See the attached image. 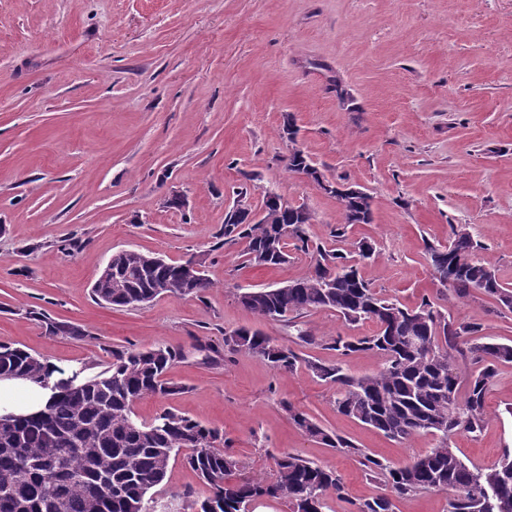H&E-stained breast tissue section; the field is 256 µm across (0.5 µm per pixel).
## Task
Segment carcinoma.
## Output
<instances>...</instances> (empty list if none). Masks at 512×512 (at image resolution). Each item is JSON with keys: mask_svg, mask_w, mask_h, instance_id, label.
<instances>
[{"mask_svg": "<svg viewBox=\"0 0 512 512\" xmlns=\"http://www.w3.org/2000/svg\"><path fill=\"white\" fill-rule=\"evenodd\" d=\"M288 170L306 176L340 203L341 222L335 236L347 227L369 224V197L339 194L333 183L293 145ZM264 192L267 221L255 220L248 209H231L224 218V239L247 241L250 265L276 268L288 263L291 238L309 249L305 232L311 215L302 207L275 205ZM480 244L466 227L451 226L448 245L426 246V259L436 276L454 265L450 283L459 298L474 291L492 297L512 310V289L500 282L486 264L474 259ZM318 258L303 277L286 288L248 289L239 302L253 314L282 320L290 314L328 310L350 324L369 320L377 330L370 336L338 335L331 349L340 356L373 351L383 358L372 375L354 376L339 362L302 361L292 349L258 330L238 329L224 336V353H245L266 360L281 373H294L300 364L316 378L336 387V411L394 440L419 434L439 435L442 443L425 455L391 466L364 453L349 439L323 428L308 413L288 407L304 435L339 453L356 455L371 473L384 478L389 492L350 502V512H393L392 497L453 490L449 512H512V455L506 453L488 469L467 466L447 444L456 432L477 434L486 421L485 396L497 367L512 363V345L475 342L468 347L482 367L466 381L454 366L459 343L479 331L475 323H457L425 299L407 309L384 298L359 273L358 261L370 258L373 246L356 242L355 254L316 248ZM212 288L206 275L186 278L181 264L123 249L112 258L91 289L94 299L116 307L134 306L161 293L200 297ZM50 335L85 336L80 327L55 321L30 309ZM179 353L170 348L117 350L112 365L76 388L54 393L42 416H18L0 422V512H151L149 491L166 478L179 459L210 487L196 512H247L260 498L284 503L289 512H324L326 497L344 499V486L335 471L299 455L285 452L275 458L269 478L248 476L237 456L216 446L218 433L173 409L146 423L134 405L147 396L167 397L183 387L166 377ZM56 368L20 347L0 344V376L43 384Z\"/></svg>", "mask_w": 512, "mask_h": 512, "instance_id": "carcinoma-1", "label": "carcinoma"}]
</instances>
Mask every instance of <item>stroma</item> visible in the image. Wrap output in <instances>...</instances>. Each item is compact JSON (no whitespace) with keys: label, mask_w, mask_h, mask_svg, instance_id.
Segmentation results:
<instances>
[{"label":"stroma","mask_w":512,"mask_h":512,"mask_svg":"<svg viewBox=\"0 0 512 512\" xmlns=\"http://www.w3.org/2000/svg\"><path fill=\"white\" fill-rule=\"evenodd\" d=\"M287 114L329 180L371 195V223L334 238L338 200L286 165ZM267 190L312 215V252L290 250L277 269L248 265L244 241L222 237L226 211L260 208ZM175 195L182 208L167 207ZM454 224L512 288V0H0V343L86 377L116 350H178L169 376L184 393L143 398L136 417L172 408L218 430L250 475L298 453L342 478L346 498L328 495L327 512L383 493L358 457L305 436L290 405L393 466L443 441L480 468L512 451V363L487 390L481 433L399 442L339 414L335 387L306 369L223 354L225 334L248 328L303 358L377 372L380 357L327 347L373 322L325 310L272 321L238 301L241 289L304 276L315 247L347 251L364 237L374 253L360 271L384 297L409 309L430 299L512 344V310L433 279L425 246L447 244ZM131 248L199 258L212 286L97 304L92 284ZM31 309L86 335H49ZM208 494L178 461L151 491L167 512H194Z\"/></svg>","instance_id":"obj_1"}]
</instances>
